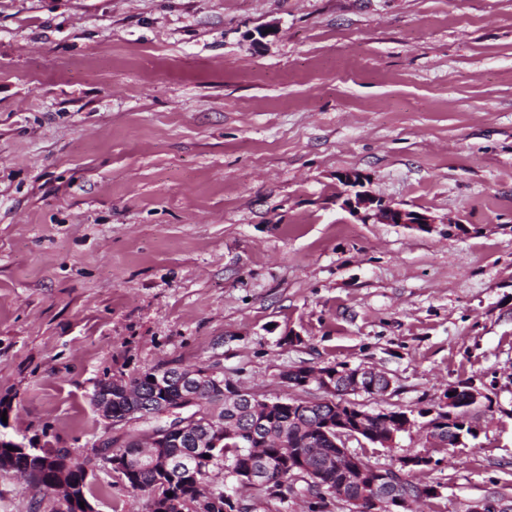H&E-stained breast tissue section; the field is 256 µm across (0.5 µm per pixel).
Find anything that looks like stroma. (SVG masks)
<instances>
[{"label":"stroma","mask_w":512,"mask_h":512,"mask_svg":"<svg viewBox=\"0 0 512 512\" xmlns=\"http://www.w3.org/2000/svg\"><path fill=\"white\" fill-rule=\"evenodd\" d=\"M347 170L433 229L361 223ZM336 362L390 378L370 410L486 391L467 445L349 447L430 451L415 512L512 501V0H0V434L90 459L100 380L313 399L283 373ZM62 510L0 472V512Z\"/></svg>","instance_id":"1"}]
</instances>
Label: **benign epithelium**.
Masks as SVG:
<instances>
[{"label": "benign epithelium", "mask_w": 512, "mask_h": 512, "mask_svg": "<svg viewBox=\"0 0 512 512\" xmlns=\"http://www.w3.org/2000/svg\"><path fill=\"white\" fill-rule=\"evenodd\" d=\"M339 182L345 187L339 196L341 208L359 221L367 223L375 220L383 224H408L422 230H429L432 224L436 223V218L425 211L412 210L402 203L387 202L377 198L364 189V177L357 171L341 173ZM346 371H348L347 367L338 364L304 367L303 386L314 385L328 395V398L319 400L268 397L248 389L233 387L225 392L226 412L233 416V420H239L246 425L245 433L257 437L265 432L271 419L286 409L292 411L300 406L312 412L322 410L326 405L330 406L336 410V416L325 421L322 430L336 445V459L341 462L342 473L347 483L363 481L376 490L383 481H389L393 485L398 484L403 480L405 471L410 468H426L433 465V457L422 453L415 457L402 458L388 466L386 471L368 470L363 466L362 458L349 449L348 441L364 440L387 447L394 441L397 432H391L390 438L386 440L366 428L365 416L370 414V411L347 399V395L360 392V384L353 383L345 387L338 383L339 377ZM171 380L178 381L179 385L184 387L182 398L175 404L158 399L145 401L134 398L129 394V381L125 379H115L99 387L94 396V406L111 429L119 426L125 428L134 421L155 422L147 434L150 447L148 461L162 473L169 470L172 460L169 448L181 445L186 437L195 438L196 443L200 445L221 435L226 438H237L242 435V432L234 426L224 427V419L217 415H209L201 419L194 414V408L203 402L212 387L224 386L223 374L216 368L212 366L185 368L169 365L157 371L159 384L162 385ZM462 391L466 393L465 401L473 405L488 398L487 394L473 386L464 388L459 385L451 386L438 405L428 410V414L435 417L439 413L446 412L448 404L454 402L456 395ZM116 394L126 398L133 407L130 413L123 416L111 413L112 400ZM3 445L18 449V453L28 458L32 468L47 465L46 457L37 446H27L0 437V446ZM76 464L77 461L69 457L63 463L56 465L54 486L68 491L73 512H97L86 494L75 492L72 486L69 472L76 467ZM269 475V470L264 467L251 468L244 471L242 478L257 488L272 484ZM314 481L316 493L311 498V512H319L323 509L324 503L332 497L341 498L343 488L339 487L334 492L328 491L319 477H314ZM384 498L388 500L390 512H403L408 507V499L393 492L385 497L374 495L366 510L376 512ZM81 501L84 502L82 506L79 505Z\"/></svg>", "instance_id": "1"}]
</instances>
